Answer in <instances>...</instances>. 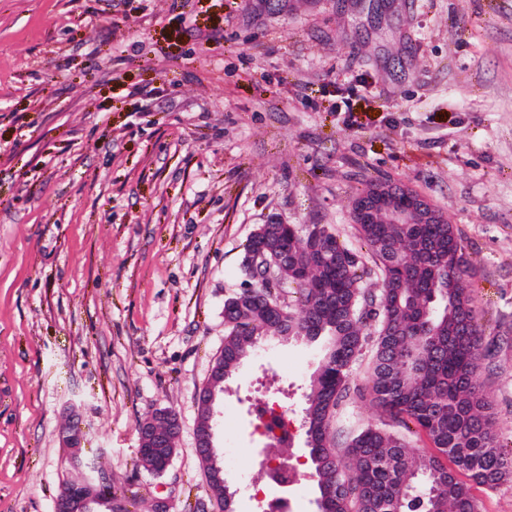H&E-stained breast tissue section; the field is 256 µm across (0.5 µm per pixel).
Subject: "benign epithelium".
<instances>
[{
  "label": "benign epithelium",
  "mask_w": 512,
  "mask_h": 512,
  "mask_svg": "<svg viewBox=\"0 0 512 512\" xmlns=\"http://www.w3.org/2000/svg\"><path fill=\"white\" fill-rule=\"evenodd\" d=\"M434 204L408 186H396L387 181L378 182L370 195L359 197L353 204V223L385 224L387 211L405 220L414 215L420 224H437L439 220L429 210ZM257 247L249 255L248 264L260 274L270 275L274 266L288 261V247L279 225L263 224L254 233ZM224 393V355H219L210 371L207 383L196 397L198 420L196 426V452L202 462L211 488L212 497L219 510H224V499L235 495L224 479V465L220 458L217 435L221 411L219 398ZM181 424L177 413L170 408H157L137 424V455L148 471L161 475L171 464L176 451ZM65 447L74 458H80L84 437L81 427L72 423L62 435ZM129 497L112 487V476L102 469L95 470L90 478L64 484L54 501L53 512H126Z\"/></svg>",
  "instance_id": "7a95c632"
}]
</instances>
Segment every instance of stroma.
I'll list each match as a JSON object with an SVG mask.
<instances>
[{
  "instance_id": "obj_1",
  "label": "stroma",
  "mask_w": 512,
  "mask_h": 512,
  "mask_svg": "<svg viewBox=\"0 0 512 512\" xmlns=\"http://www.w3.org/2000/svg\"><path fill=\"white\" fill-rule=\"evenodd\" d=\"M411 186L453 224L485 343L512 334V0H0V512H52L77 478L62 433L133 495L213 512L195 399L252 287L270 217L323 224L381 272L351 218L372 182ZM353 362L332 426L400 432ZM302 339L261 345L219 401L235 512L319 490L305 447ZM512 448V345L482 362ZM288 410L278 486L254 409ZM176 411L172 462L140 465L138 422ZM402 432V431H401ZM239 466H229L232 452Z\"/></svg>"
}]
</instances>
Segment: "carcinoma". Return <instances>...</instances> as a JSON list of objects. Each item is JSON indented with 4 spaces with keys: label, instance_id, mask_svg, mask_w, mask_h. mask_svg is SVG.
Segmentation results:
<instances>
[{
    "label": "carcinoma",
    "instance_id": "carcinoma-1",
    "mask_svg": "<svg viewBox=\"0 0 512 512\" xmlns=\"http://www.w3.org/2000/svg\"><path fill=\"white\" fill-rule=\"evenodd\" d=\"M316 228L302 234L293 226L288 266L230 297L225 374H235L261 340L313 328L323 355L305 395L306 435L313 476L332 512H467L475 500L457 473L493 487L512 474V450L500 444L488 398L474 381L485 348L454 226L358 225L381 270L375 291L362 287L358 253L327 229L324 240H312ZM280 284L296 286L295 303L273 294ZM372 319L373 400L406 430L424 431L455 469L384 429L364 428L343 448L331 434Z\"/></svg>",
    "mask_w": 512,
    "mask_h": 512
}]
</instances>
